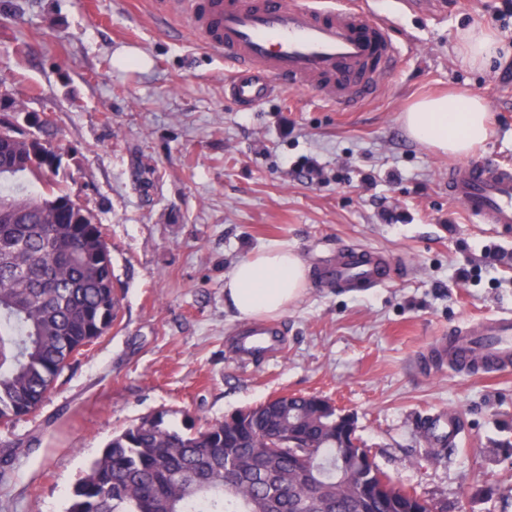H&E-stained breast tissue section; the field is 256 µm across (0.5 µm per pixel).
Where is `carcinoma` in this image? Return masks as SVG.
Wrapping results in <instances>:
<instances>
[{"label": "carcinoma", "instance_id": "cac0c4a2", "mask_svg": "<svg viewBox=\"0 0 512 512\" xmlns=\"http://www.w3.org/2000/svg\"><path fill=\"white\" fill-rule=\"evenodd\" d=\"M41 162L0 138V424L36 412L71 361L116 321L110 250L101 224L42 181ZM290 417L269 402L186 434L146 417L114 436L75 488L68 512H399L418 494L358 460L336 468V409L290 396Z\"/></svg>", "mask_w": 512, "mask_h": 512}]
</instances>
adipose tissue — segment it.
I'll use <instances>...</instances> for the list:
<instances>
[{"label": "adipose tissue", "instance_id": "ef3b65f1", "mask_svg": "<svg viewBox=\"0 0 512 512\" xmlns=\"http://www.w3.org/2000/svg\"><path fill=\"white\" fill-rule=\"evenodd\" d=\"M455 50L467 66L486 70L501 59L502 44L488 28L458 30ZM409 136L438 152L464 157L490 137L482 98L451 93L424 98L403 115ZM308 268L300 255L273 244L237 263L224 276V305L241 320H259L285 312L304 293Z\"/></svg>", "mask_w": 512, "mask_h": 512}]
</instances>
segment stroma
Returning <instances> with one entry per match:
<instances>
[{"mask_svg": "<svg viewBox=\"0 0 512 512\" xmlns=\"http://www.w3.org/2000/svg\"><path fill=\"white\" fill-rule=\"evenodd\" d=\"M441 2L370 0L394 22L399 63L377 98L344 111L289 86L238 107L224 59L151 0H0V79L50 114L69 150L59 178L103 224L120 298L119 321L42 407L0 428L18 449L0 512H66L106 444L143 417L166 412L187 432L282 394L352 414L376 465L444 512H512V372L423 361L449 330L512 315V235L449 200L452 157L401 123L423 96L481 97L491 135L473 154L512 163V11ZM470 26L496 30L507 61L463 65L453 38ZM272 243L301 255L309 283L274 318L283 352L244 363L224 275ZM349 247L385 255L392 278L322 279ZM443 412L460 420L447 452L422 432Z\"/></svg>", "mask_w": 512, "mask_h": 512, "instance_id": "35a3bbf8", "label": "stroma"}]
</instances>
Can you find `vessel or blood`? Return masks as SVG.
<instances>
[{"mask_svg":"<svg viewBox=\"0 0 512 512\" xmlns=\"http://www.w3.org/2000/svg\"><path fill=\"white\" fill-rule=\"evenodd\" d=\"M164 12H180L202 45L230 63L224 91L250 106L277 83L310 88L325 100L350 104L371 99L398 64L390 21L376 17L364 0H163ZM448 197L478 224L512 231V167L483 160L448 169ZM391 265L364 249H345L324 265L322 277L347 285L378 286ZM467 341H448L431 361L465 365L482 374L512 370V317L485 319L466 329ZM277 324H253L234 341L238 358L273 357L282 349ZM430 438L458 434L453 414L432 417Z\"/></svg>","mask_w":512,"mask_h":512,"instance_id":"obj_1","label":"vessel or blood"}]
</instances>
